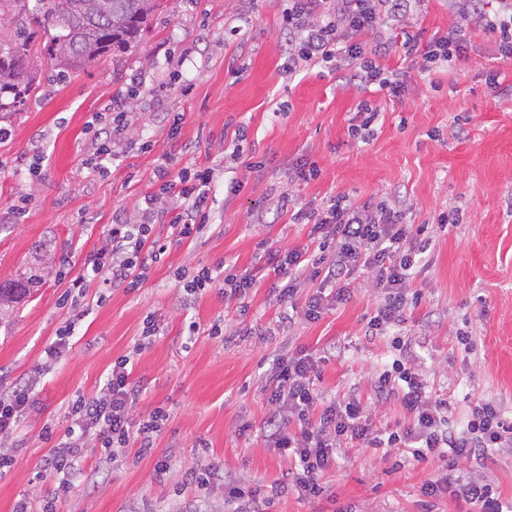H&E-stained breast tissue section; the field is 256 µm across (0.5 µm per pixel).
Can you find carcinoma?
Here are the masks:
<instances>
[{
  "mask_svg": "<svg viewBox=\"0 0 512 512\" xmlns=\"http://www.w3.org/2000/svg\"><path fill=\"white\" fill-rule=\"evenodd\" d=\"M163 0H0V112H14L35 89L33 45L62 81L90 63L133 51Z\"/></svg>",
  "mask_w": 512,
  "mask_h": 512,
  "instance_id": "1",
  "label": "carcinoma"
}]
</instances>
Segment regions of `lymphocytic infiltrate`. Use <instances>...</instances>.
I'll return each mask as SVG.
<instances>
[{
	"label": "lymphocytic infiltrate",
	"instance_id": "obj_1",
	"mask_svg": "<svg viewBox=\"0 0 512 512\" xmlns=\"http://www.w3.org/2000/svg\"><path fill=\"white\" fill-rule=\"evenodd\" d=\"M288 32L289 72L320 66L344 73L349 85L364 93L378 89L397 99L407 90L404 74L385 67L396 52L406 59H421L424 72L452 64L458 57L469 23H476L495 38L501 59H512V0H453L458 14L447 35L421 44L414 33V17L421 0H281ZM127 113L114 107L96 113L89 128L95 145L94 166L106 171L115 157L114 134L125 129ZM221 173L220 164L185 169L162 182L158 192L145 196L135 215L117 217L105 244L90 266L72 285L83 289L91 282L134 291L145 280L148 261L160 259L169 241L200 234L210 220L209 191ZM275 211L290 210L295 224L310 225L306 248L281 245L264 250L265 270L284 279L281 300L293 301L299 290L307 296L300 314L307 322L321 319L331 302L350 299L357 271L371 274L380 300L367 323L371 335H387L402 326L422 296L414 287L416 270L426 260L430 239L427 224H410L404 210L389 201L359 203L348 195L329 197L321 207L293 205L288 194L273 199ZM165 226L166 235L156 232ZM211 267L197 268L185 281L187 295L217 282ZM224 300L245 299L257 285L252 271L227 268L220 280ZM400 357L374 378L378 402H398L403 418L387 430L374 427L369 409L360 399L345 396L322 402L316 390L320 358L301 349L279 356L272 363L264 387L270 410L267 441L294 463L286 477L299 497H320L321 478L336 466L348 446L371 449L381 455L400 451L417 461L440 463L443 473L427 481L422 493L429 498L454 491L479 503L480 512H504V505L489 480L479 477L476 462L494 448L512 447V421L492 400L469 402L463 429L450 426L447 400L431 395L428 382L404 342H395ZM129 357L117 358L96 399L77 397L68 407L69 424L56 438L47 464L66 480L82 476L78 463L89 450L110 460L130 440L150 450L168 414L155 408L138 425L131 415L139 387L131 378ZM469 469H461L459 460Z\"/></svg>",
	"mask_w": 512,
	"mask_h": 512
}]
</instances>
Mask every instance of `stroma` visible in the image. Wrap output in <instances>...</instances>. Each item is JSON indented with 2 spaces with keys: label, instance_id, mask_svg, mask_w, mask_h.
<instances>
[{
  "label": "stroma",
  "instance_id": "1",
  "mask_svg": "<svg viewBox=\"0 0 512 512\" xmlns=\"http://www.w3.org/2000/svg\"><path fill=\"white\" fill-rule=\"evenodd\" d=\"M288 45L279 0H168L139 48L119 61L101 59L60 84L41 79L22 111L0 114L10 137L0 142V286L27 281V294L0 306V391L32 381L30 405L0 450L15 462L0 472V512L26 504L42 512L58 492L57 512H225L224 487H185L183 474L207 465L238 484L261 485L270 512H479L460 495L428 498L422 485L433 463L348 449L324 479L316 499L278 491L291 468L264 437L269 406L263 391L268 361L306 348L325 356L318 389L325 399L356 395L370 406L376 427L399 420L397 403L376 405L373 378L394 351L387 336L365 333L379 296L366 277L345 303L314 323L279 319L290 306L268 277L249 293L247 312L226 305L219 288L183 296V270L223 261L252 267L261 244L309 245L310 225L288 212H269L264 196L288 193L310 206L346 193L357 201L405 199L411 222L455 206L462 222L436 232L435 247L414 285L422 302L402 331L433 392L447 398L452 426L466 422L471 397L499 402L512 418V62L499 59L494 38L471 25L461 55L430 74L390 54L408 89L381 103L376 135L350 138L359 96L339 74L311 68L287 74ZM498 72L499 87L485 82ZM125 102L129 128L117 139L110 173L99 175L90 158L86 122L105 105ZM181 112L179 134L166 117ZM42 157V172L29 167ZM226 161V176L212 187L205 234L173 243L151 264L141 288L127 293L73 278L105 242L113 217L132 212L157 191L155 171ZM316 162L321 175L302 181L298 165ZM242 180L228 191L229 178ZM22 215H15L17 203ZM161 331L134 353L146 316ZM75 319L68 349L47 350L67 319ZM222 335H211L215 322ZM196 335H189V324ZM467 330L477 346L456 343ZM130 355L140 388L133 420L154 407L170 413L153 448L131 443L115 460L90 455V479L58 491L42 464L51 447L45 425L64 432L76 397L98 395L112 362ZM169 457L170 472L155 464Z\"/></svg>",
  "mask_w": 512,
  "mask_h": 512
}]
</instances>
